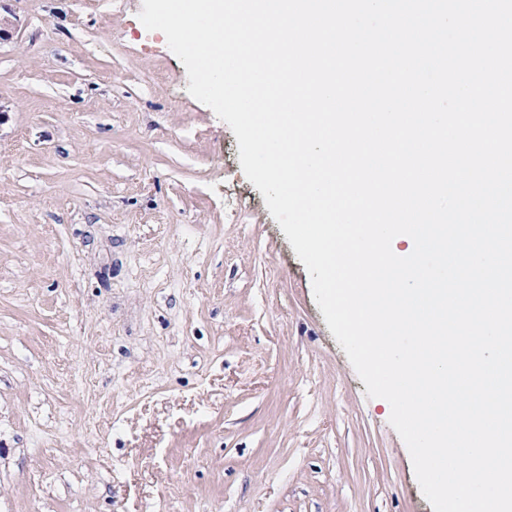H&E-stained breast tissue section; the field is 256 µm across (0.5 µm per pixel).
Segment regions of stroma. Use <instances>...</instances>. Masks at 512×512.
<instances>
[{"label":"stroma","mask_w":512,"mask_h":512,"mask_svg":"<svg viewBox=\"0 0 512 512\" xmlns=\"http://www.w3.org/2000/svg\"><path fill=\"white\" fill-rule=\"evenodd\" d=\"M142 0H0V512H433Z\"/></svg>","instance_id":"1"}]
</instances>
